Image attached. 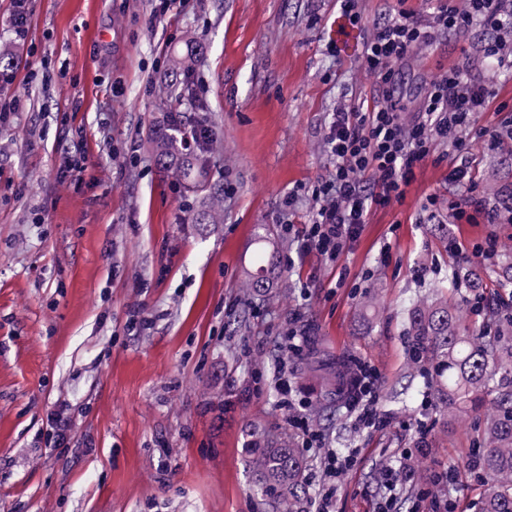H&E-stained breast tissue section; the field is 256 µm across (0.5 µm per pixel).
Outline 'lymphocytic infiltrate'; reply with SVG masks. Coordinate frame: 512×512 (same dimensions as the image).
<instances>
[{"label":"lymphocytic infiltrate","instance_id":"lymphocytic-infiltrate-1","mask_svg":"<svg viewBox=\"0 0 512 512\" xmlns=\"http://www.w3.org/2000/svg\"><path fill=\"white\" fill-rule=\"evenodd\" d=\"M340 6L352 23L369 27L362 63L376 78V95L337 105L324 134L332 171L305 190H290L281 200L288 216L294 215L300 194L315 203L311 218L294 233L295 248L287 258L291 266L314 253L336 260L357 240L374 209L403 198L416 168L437 146L465 154L470 120L490 111L494 85L463 65L426 82L418 108L407 111L400 104L399 82L403 66L414 56L449 37L474 33L485 58L512 68V0H435L425 11L402 8L373 22L367 21L359 0H340ZM448 185L460 194L448 203L451 223H512V194L491 202L479 196L469 163L449 168ZM357 374V389L349 401L355 423L374 429L386 426L375 407L376 372L362 365Z\"/></svg>","mask_w":512,"mask_h":512}]
</instances>
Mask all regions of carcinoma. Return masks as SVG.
I'll list each match as a JSON object with an SVG mask.
<instances>
[{
	"instance_id": "carcinoma-1",
	"label": "carcinoma",
	"mask_w": 512,
	"mask_h": 512,
	"mask_svg": "<svg viewBox=\"0 0 512 512\" xmlns=\"http://www.w3.org/2000/svg\"><path fill=\"white\" fill-rule=\"evenodd\" d=\"M173 116L150 132L149 143L157 162L172 178L182 181L205 174L204 155L188 156L178 148V126ZM222 189H210L206 206L193 214L199 226L218 224ZM466 282L473 292L471 307L483 315L474 330L461 319V306L448 303V294L435 290L430 299L408 310L407 340L411 366L426 378L432 408L438 412L476 411L486 390L495 399L483 412L478 452L464 462L477 473L480 498L477 512H512V265L499 274V288L507 297L488 300L478 293L482 269H453L448 282L456 288ZM267 272L251 275L245 283L248 295H267ZM355 372L345 359L325 378L331 395L353 394ZM248 452L252 455L253 480L266 497L267 512H297L308 494L306 462L291 444L256 430Z\"/></svg>"
}]
</instances>
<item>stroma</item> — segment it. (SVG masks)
Wrapping results in <instances>:
<instances>
[{
    "instance_id": "stroma-1",
    "label": "stroma",
    "mask_w": 512,
    "mask_h": 512,
    "mask_svg": "<svg viewBox=\"0 0 512 512\" xmlns=\"http://www.w3.org/2000/svg\"><path fill=\"white\" fill-rule=\"evenodd\" d=\"M154 0H29L24 37L0 0V42L18 60L0 90L23 107L0 126V512H265L249 466L251 431L290 439L308 463L317 496L328 455H352L335 512H377L389 494H411L427 512L435 472L454 469L456 512H475L479 484L462 463L480 417L443 415L422 378L409 376L406 311L448 284V269L473 263L488 236L512 246V224H452L439 233L425 210L448 204L445 147L415 170L401 200L375 210L353 246L328 263L311 255L287 266L277 255L270 286L245 329L233 327L256 232L284 239L280 198L325 174L324 125L343 95L372 98L376 80L349 39L365 42L336 0H196L150 21ZM195 36L194 97L173 105L169 61ZM471 37L420 54L403 86L417 106L425 80L463 62ZM496 111L471 119L468 158L477 191L512 188V168L484 131L512 125V71L490 70ZM120 82L121 94L111 92ZM79 110H72V100ZM179 107L213 132L206 177L230 185L224 221L192 224L205 195L168 177L148 135ZM134 141L139 160L122 148ZM84 153L78 185L62 182L65 157ZM307 298H300L301 283ZM153 317L128 331L130 306ZM303 308L297 352L281 351L288 320ZM333 367L341 356L378 374L382 430L355 427L343 401L324 398L306 356ZM292 406L281 403V376ZM324 400L320 441L303 442L307 412ZM69 423L62 445L49 422ZM415 484L388 492L379 465L402 468L417 444Z\"/></svg>"
}]
</instances>
